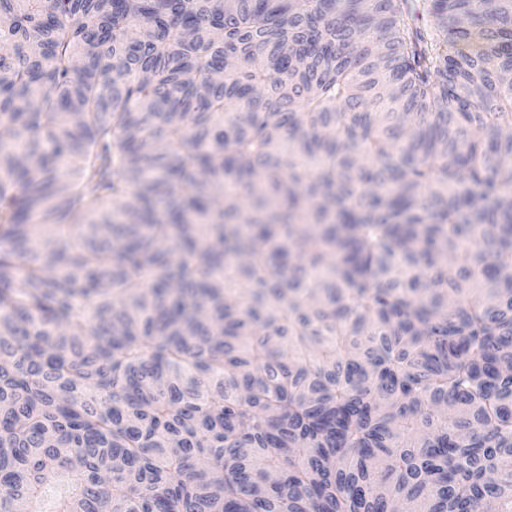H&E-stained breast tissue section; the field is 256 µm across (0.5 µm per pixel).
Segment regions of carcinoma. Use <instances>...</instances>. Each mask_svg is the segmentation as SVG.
<instances>
[{
	"label": "carcinoma",
	"instance_id": "carcinoma-1",
	"mask_svg": "<svg viewBox=\"0 0 512 512\" xmlns=\"http://www.w3.org/2000/svg\"><path fill=\"white\" fill-rule=\"evenodd\" d=\"M405 2L0 0V512H512V0Z\"/></svg>",
	"mask_w": 512,
	"mask_h": 512
}]
</instances>
